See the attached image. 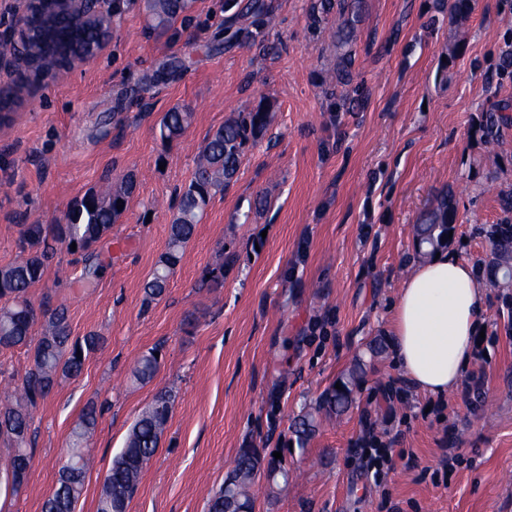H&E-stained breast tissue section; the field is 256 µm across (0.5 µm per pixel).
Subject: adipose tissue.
Wrapping results in <instances>:
<instances>
[{
    "label": "adipose tissue",
    "mask_w": 512,
    "mask_h": 512,
    "mask_svg": "<svg viewBox=\"0 0 512 512\" xmlns=\"http://www.w3.org/2000/svg\"><path fill=\"white\" fill-rule=\"evenodd\" d=\"M485 311L473 265L454 253L441 251L410 268L394 305L392 349L417 391L442 395L458 387Z\"/></svg>",
    "instance_id": "ef3b65f1"
}]
</instances>
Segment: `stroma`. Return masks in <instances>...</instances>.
<instances>
[{"mask_svg": "<svg viewBox=\"0 0 512 512\" xmlns=\"http://www.w3.org/2000/svg\"><path fill=\"white\" fill-rule=\"evenodd\" d=\"M268 2L256 43L225 40L227 26L251 20L224 0H196L165 31L149 26L140 0H118L96 58L54 71L0 126V267L19 259L22 225L61 219L104 178L138 177L97 246L95 286L81 287L84 261L61 249L29 290L67 307L73 335L104 344L34 409L29 480L0 495V512H42L91 403L93 465L76 512H98L113 457L161 390L175 398L173 416L127 512H206L249 444L281 453L290 474L256 479L254 512H512V315L498 288H485V337L463 378L470 401L411 390L390 350L420 213L448 195L447 248L474 262L489 255L483 230L512 192V124L495 144L480 128L486 111L512 105V80L495 76L512 0H478L464 20L442 0H364L351 82L337 96L326 76L338 15H321L320 0ZM263 101L268 133L206 207L165 294L147 300L175 193L206 136L232 108ZM177 105L194 119L166 144L159 123ZM259 197L269 207L256 213ZM218 266L223 286L203 285ZM375 341L385 346L377 357ZM154 346L160 369L138 384L132 368ZM358 363L350 408L298 448L295 421ZM371 435L392 449L379 483L360 458Z\"/></svg>", "mask_w": 512, "mask_h": 512, "instance_id": "35a3bbf8", "label": "stroma"}]
</instances>
